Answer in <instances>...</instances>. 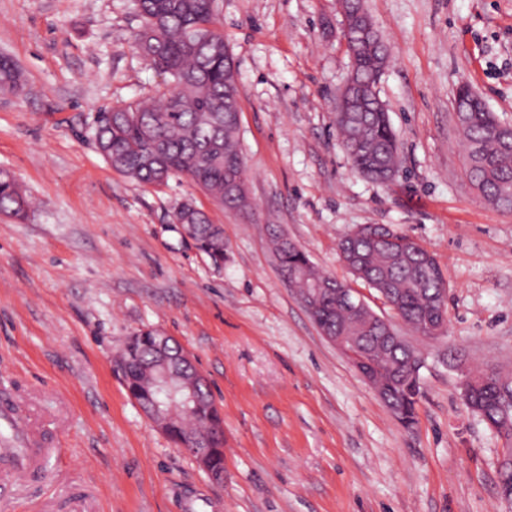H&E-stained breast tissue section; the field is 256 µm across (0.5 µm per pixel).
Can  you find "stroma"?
I'll return each instance as SVG.
<instances>
[{
    "label": "stroma",
    "instance_id": "stroma-1",
    "mask_svg": "<svg viewBox=\"0 0 512 512\" xmlns=\"http://www.w3.org/2000/svg\"><path fill=\"white\" fill-rule=\"evenodd\" d=\"M390 54L380 83L399 139L388 183L356 173L336 135L351 60L339 0H217L236 65L252 211H225L184 176L154 188L114 170L100 109L164 78L134 48V0H0V172L35 203L0 213V390L52 451L8 479L0 512H512L503 441L465 404L456 363L512 375V212L468 182L454 98L469 86L512 124V0H365ZM194 199L223 266L173 219ZM389 224L448 280L447 333L411 335L425 365L404 426L284 280L282 229L380 316L402 322L339 256ZM145 329L175 337L209 380L224 481L209 479L129 397L112 364Z\"/></svg>",
    "mask_w": 512,
    "mask_h": 512
}]
</instances>
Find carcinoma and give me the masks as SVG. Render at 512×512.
Masks as SVG:
<instances>
[{"instance_id":"1","label":"carcinoma","mask_w":512,"mask_h":512,"mask_svg":"<svg viewBox=\"0 0 512 512\" xmlns=\"http://www.w3.org/2000/svg\"><path fill=\"white\" fill-rule=\"evenodd\" d=\"M142 23L133 44L165 75L155 96L99 112L94 140L105 161L117 172L140 183L161 187L175 175H184L226 209L251 210L246 191L234 188L245 176L239 137V107H224V87L237 79L232 58L224 50L214 0H135ZM388 50L376 36L368 51L355 62L359 80L380 77ZM20 71L0 60V89L13 90ZM457 121L464 137V172L472 187L501 210L512 211V133L491 112L474 111L472 97L456 101ZM340 144L352 167L365 178L379 182L381 175L397 170L398 144L386 109L357 112L350 123L336 118ZM29 197L7 173L0 172V212L17 219L27 216ZM177 223L194 226L193 241L217 266L224 264L221 225L191 202L174 213ZM365 235L345 242L341 258L354 277L376 292L385 293L391 309L411 329L440 318L448 282L434 257L418 242L389 247L383 224L364 227ZM271 245L288 284L304 296L320 288L330 276L320 272L306 253L276 230ZM310 315L322 329L338 335L361 336L373 363V384L386 403L410 426L421 394L416 352L407 344L391 345L381 339L383 327L367 326L327 293L314 301ZM132 360L130 374L147 381L139 366L152 358L146 334L137 335L122 353ZM473 405L486 421L508 427L512 435V378L494 374L476 390ZM184 435L208 425L204 418L187 416L174 407Z\"/></svg>"}]
</instances>
